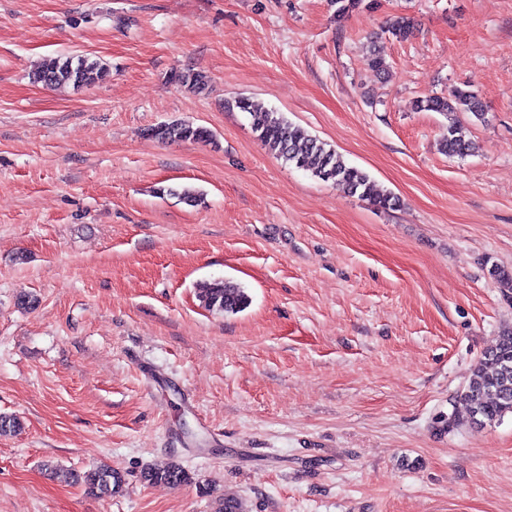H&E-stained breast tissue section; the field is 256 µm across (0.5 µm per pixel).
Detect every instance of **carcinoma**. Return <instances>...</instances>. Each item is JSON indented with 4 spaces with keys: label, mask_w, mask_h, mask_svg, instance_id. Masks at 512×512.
<instances>
[{
    "label": "carcinoma",
    "mask_w": 512,
    "mask_h": 512,
    "mask_svg": "<svg viewBox=\"0 0 512 512\" xmlns=\"http://www.w3.org/2000/svg\"><path fill=\"white\" fill-rule=\"evenodd\" d=\"M388 32L396 39L406 40L414 32V22L407 16H400L390 23ZM103 71V64L88 56L59 57L35 70L32 80L50 87L91 86L99 81ZM174 79L191 91H201L208 83L207 76L199 71L179 72ZM236 107L250 115L251 128L258 140L286 163L341 187L348 195L366 200L377 209L392 210L399 206L398 197L377 189L369 175L349 165L335 149L288 122L282 114L262 110L248 98L238 99ZM416 107L420 111L448 116L447 134L440 144L444 154L463 157L476 152L478 146L464 139L455 120L458 112H469L478 120L484 119L483 105L473 90L456 86L446 95H430L417 100ZM150 133L161 141L206 142L212 138L207 128L187 123L162 124L152 128ZM489 274L504 292L512 293V271L495 264ZM200 299L208 309L223 313H237L249 302L244 290L230 282L207 286L201 290ZM461 397L468 406L471 423L477 427L495 424L505 415L512 414V330L502 331L495 345L482 354ZM46 469L54 478L65 483H82L101 497L120 492L125 483L121 472L105 465L84 473L50 464ZM140 478L149 484L172 486L193 482L192 474L178 463L146 467Z\"/></svg>",
    "instance_id": "1"
}]
</instances>
